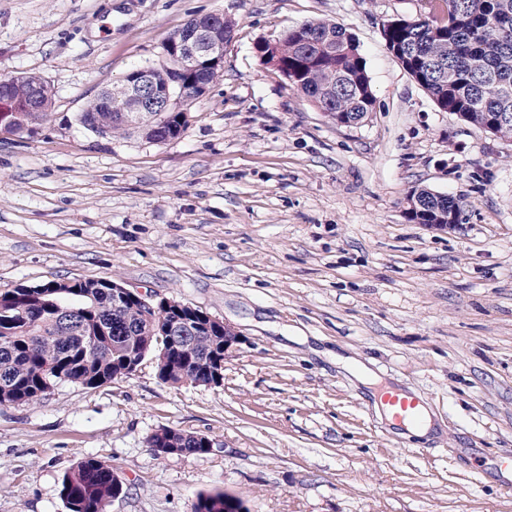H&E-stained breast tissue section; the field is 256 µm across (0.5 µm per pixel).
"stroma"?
<instances>
[{
  "label": "stroma",
  "instance_id": "1",
  "mask_svg": "<svg viewBox=\"0 0 512 512\" xmlns=\"http://www.w3.org/2000/svg\"><path fill=\"white\" fill-rule=\"evenodd\" d=\"M427 4L0 0V77L34 73L54 94L45 121L0 134V290L109 279L244 338L219 386L163 384L147 359L0 406V512H67L61 479L88 456L127 488L104 512H192L215 493L249 512H512V143L438 108L388 50L384 23ZM209 13L236 27L177 138L77 123ZM318 20L366 60L359 124L330 121L256 52ZM416 186L455 198L459 224L408 221ZM387 388L426 407L433 433L402 434ZM162 427L218 446L156 456Z\"/></svg>",
  "mask_w": 512,
  "mask_h": 512
}]
</instances>
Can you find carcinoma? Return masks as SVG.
I'll return each mask as SVG.
<instances>
[{"label":"carcinoma","instance_id":"cac0c4a2","mask_svg":"<svg viewBox=\"0 0 512 512\" xmlns=\"http://www.w3.org/2000/svg\"><path fill=\"white\" fill-rule=\"evenodd\" d=\"M430 15L414 24L384 29L387 48L405 47L404 70L446 112H458L483 128L501 115L510 120L495 128L512 140V0H433ZM265 62L277 59L278 71L336 124L362 120L374 95L366 60L355 39L327 21L285 31L266 46ZM46 81L33 73L11 82L10 98L22 105L39 92L42 112H21L12 132L19 133L46 116L53 103ZM186 112H145L122 120L96 97L78 115L79 123L100 136L135 130L157 143L176 138ZM431 201L416 221L446 224L461 213L448 197L434 201L425 187L407 197ZM182 317L165 299L147 306L112 295L108 279L73 280L63 288L17 286L0 292V405L35 403L59 382L97 388L128 377L133 365L150 356L158 379L172 386L207 385L212 367L224 358L223 339L200 327L186 339L167 340ZM211 439L165 427L147 438L155 455L205 454ZM124 494L112 467L94 457L82 459L61 479L68 512H103ZM193 512H248L239 497L201 495Z\"/></svg>","mask_w":512,"mask_h":512}]
</instances>
